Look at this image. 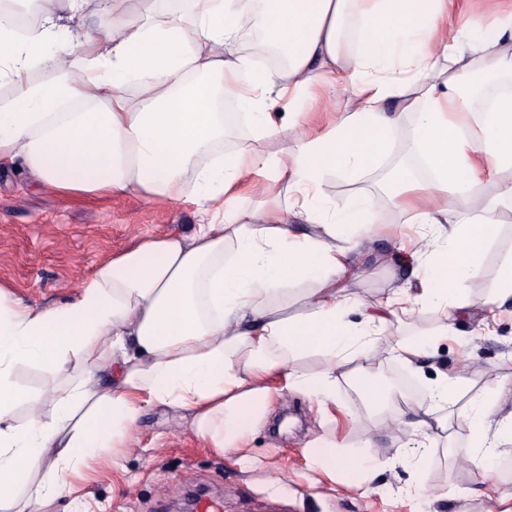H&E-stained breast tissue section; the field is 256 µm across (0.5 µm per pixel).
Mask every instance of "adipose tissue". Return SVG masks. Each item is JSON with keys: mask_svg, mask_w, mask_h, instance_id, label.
Segmentation results:
<instances>
[{"mask_svg": "<svg viewBox=\"0 0 512 512\" xmlns=\"http://www.w3.org/2000/svg\"><path fill=\"white\" fill-rule=\"evenodd\" d=\"M86 2L41 0L22 34L0 16V85L11 90L0 97V166L78 199H178L190 178L200 222L192 235H144L111 253L56 307L16 303L0 282V512L22 499L50 512L70 479L85 478L102 449L124 447L151 407L192 413L196 434L220 454L244 445L245 423L277 378L330 401L337 378L351 377L379 399L383 387L349 368L356 343L424 301L468 307L464 284L512 212V92L477 113L467 93L478 79L512 75V9L486 23L463 20L460 0H181L158 18L136 14L135 0H98L112 29L99 38L69 25ZM253 32L286 66L239 50ZM338 86L349 102L322 125V94ZM228 97L260 137L286 125L292 139L271 156L218 151ZM411 112L430 176L396 168L389 195L434 231L412 254L425 273L417 293L358 301L345 287L352 251L388 215L366 196L336 210L323 176L375 168ZM261 172L286 185V207L258 199L240 208ZM488 176L495 190L479 197L473 189ZM304 282L307 313L281 315L275 301ZM315 354L326 367L313 376L296 361ZM23 365L59 381L22 397L14 373ZM467 384L465 372H438L433 406L400 411L411 433L403 455L435 447L449 420L440 403ZM464 414L457 459L480 461L481 484L494 487L512 443V402L497 389Z\"/></svg>", "mask_w": 512, "mask_h": 512, "instance_id": "ef3b65f1", "label": "adipose tissue"}]
</instances>
